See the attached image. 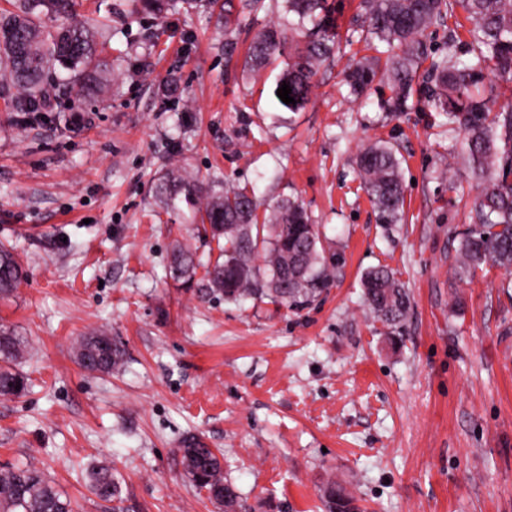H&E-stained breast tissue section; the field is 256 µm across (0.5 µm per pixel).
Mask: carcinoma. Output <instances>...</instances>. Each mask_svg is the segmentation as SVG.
Here are the masks:
<instances>
[{
    "instance_id": "1",
    "label": "carcinoma",
    "mask_w": 512,
    "mask_h": 512,
    "mask_svg": "<svg viewBox=\"0 0 512 512\" xmlns=\"http://www.w3.org/2000/svg\"><path fill=\"white\" fill-rule=\"evenodd\" d=\"M0 8V98L13 111L27 116L46 112L61 94L78 100L98 97L107 62L100 56L99 39L107 23L75 19L76 0H6ZM263 0H224V31L238 24L240 14L254 12ZM292 16L288 25L262 29L246 48L244 67L257 74L272 61L285 58L281 80L291 89L298 112L310 100L314 77L332 57L339 40L336 0H283ZM218 0H129L127 11L189 14L212 8ZM353 19L371 55L353 61L344 72L348 98L374 94L384 112H407L419 70L430 63L435 83L428 90L430 111L462 134V146L481 191L473 210L474 227L463 234L457 250V273L471 277L491 262L512 269V105L493 110L501 84L512 91V0H359ZM460 9L472 22L465 51L456 40L434 57L425 40L427 31ZM47 19L58 24L49 26ZM357 176L384 224L403 221L404 186L400 159L394 148L377 142L362 149ZM166 208L181 202L200 218L219 251L196 278L199 262L191 249L178 245L168 260L170 277L196 287L200 296H224L240 304L263 298L299 311L333 286L336 257L326 254L318 225L296 199L283 198L264 213L248 186H231L215 194L200 180L170 169L155 188ZM27 270L15 252L0 246V298L13 294ZM363 288L374 316L398 328L410 310V298L386 266L370 269ZM24 338L0 328V396H20L27 379L19 370ZM123 346L100 332L83 337L77 364L93 373H109L124 359ZM179 452L190 481L208 492L222 510L231 505L245 512L235 485L224 477L222 453L192 437ZM87 488L103 501L120 499L119 482L106 466L88 471ZM325 512H359L356 499L334 480L322 488ZM0 512H75L45 471L33 464L16 465L0 473Z\"/></svg>"
}]
</instances>
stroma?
<instances>
[{
    "mask_svg": "<svg viewBox=\"0 0 512 512\" xmlns=\"http://www.w3.org/2000/svg\"><path fill=\"white\" fill-rule=\"evenodd\" d=\"M225 41L208 9L123 13L105 97L61 96L34 122L0 99V242L28 264L0 324L31 343L26 394L0 396V471L35 464L76 512H112L86 486L102 462L124 512H217L179 454L198 437L223 451L247 512H322L329 479L365 512H512V273L455 271L480 191L460 136L420 100L396 114L347 101L342 72L364 52L353 30L299 112L275 94L284 60L254 78ZM171 79L184 106L168 103ZM379 139L404 158L402 224L378 222L356 174ZM172 168L264 204L299 198L340 258L334 286L294 313L175 282L176 243L204 265L218 249L187 208H159ZM380 265L411 299L396 329L364 301ZM100 330L125 349L109 374L75 360Z\"/></svg>",
    "mask_w": 512,
    "mask_h": 512,
    "instance_id": "1",
    "label": "stroma"
}]
</instances>
